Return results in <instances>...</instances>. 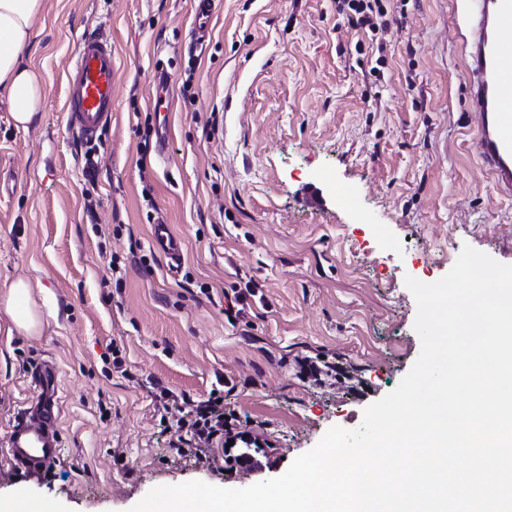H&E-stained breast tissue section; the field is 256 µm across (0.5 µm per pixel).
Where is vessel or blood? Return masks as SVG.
<instances>
[{
    "label": "vessel or blood",
    "mask_w": 512,
    "mask_h": 512,
    "mask_svg": "<svg viewBox=\"0 0 512 512\" xmlns=\"http://www.w3.org/2000/svg\"><path fill=\"white\" fill-rule=\"evenodd\" d=\"M459 2L475 149L499 191L512 196V52L505 48L512 36V0ZM114 83L110 39L84 34L65 74L63 112L70 130L88 140L111 122ZM153 239L171 260H179L180 242L168 225H154ZM57 381V366L43 362L32 375L33 394L10 429L7 459L24 474L48 470L60 457Z\"/></svg>",
    "instance_id": "b4317fda"
}]
</instances>
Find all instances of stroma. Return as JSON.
Returning <instances> with one entry per match:
<instances>
[{
  "instance_id": "obj_1",
  "label": "stroma",
  "mask_w": 512,
  "mask_h": 512,
  "mask_svg": "<svg viewBox=\"0 0 512 512\" xmlns=\"http://www.w3.org/2000/svg\"><path fill=\"white\" fill-rule=\"evenodd\" d=\"M384 5L405 24L380 53L334 0H214L196 43L193 0H44L25 56L40 120L15 128L0 91V296L30 282L40 319L24 334L0 308L1 504L129 512L157 486L279 477L330 428H359L418 357L405 276L439 280L466 245L512 265V197L475 151L453 0ZM92 30L117 81L111 125L84 142L61 108ZM159 222L180 262L153 247ZM44 359L60 367L61 457L21 478L7 436ZM215 389L225 428L259 447L177 450V400Z\"/></svg>"
}]
</instances>
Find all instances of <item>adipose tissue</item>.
<instances>
[{
  "instance_id": "ef3b65f1",
  "label": "adipose tissue",
  "mask_w": 512,
  "mask_h": 512,
  "mask_svg": "<svg viewBox=\"0 0 512 512\" xmlns=\"http://www.w3.org/2000/svg\"><path fill=\"white\" fill-rule=\"evenodd\" d=\"M44 0H0V90L6 91L16 126L28 128L42 107L40 74L24 61Z\"/></svg>"
}]
</instances>
